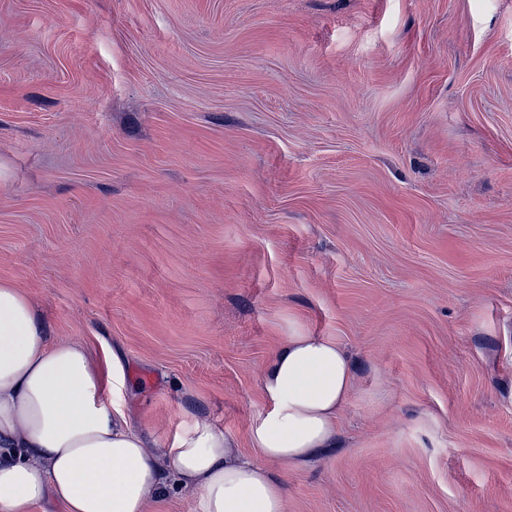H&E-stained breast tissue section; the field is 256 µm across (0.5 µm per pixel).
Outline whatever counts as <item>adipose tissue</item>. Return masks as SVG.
Masks as SVG:
<instances>
[{
    "label": "adipose tissue",
    "mask_w": 512,
    "mask_h": 512,
    "mask_svg": "<svg viewBox=\"0 0 512 512\" xmlns=\"http://www.w3.org/2000/svg\"><path fill=\"white\" fill-rule=\"evenodd\" d=\"M353 382L336 340L292 331L262 370L265 406L249 429L256 457L197 414L154 451L105 400L84 345L48 342L28 297L0 283V512L48 499L67 512H145L172 487L192 491L193 512H286L268 464L333 447Z\"/></svg>",
    "instance_id": "obj_1"
}]
</instances>
